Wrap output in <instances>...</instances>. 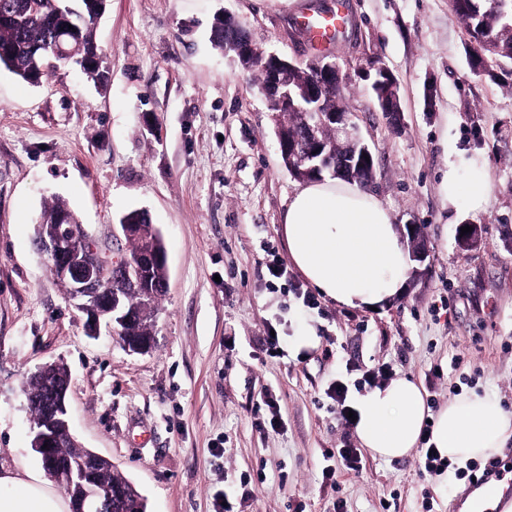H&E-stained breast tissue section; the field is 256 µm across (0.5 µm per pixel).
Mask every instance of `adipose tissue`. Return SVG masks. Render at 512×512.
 Segmentation results:
<instances>
[{"instance_id":"adipose-tissue-1","label":"adipose tissue","mask_w":512,"mask_h":512,"mask_svg":"<svg viewBox=\"0 0 512 512\" xmlns=\"http://www.w3.org/2000/svg\"><path fill=\"white\" fill-rule=\"evenodd\" d=\"M450 219L485 211L492 185L476 158L449 162L439 181ZM283 233L293 264L313 288L337 304L383 308L402 294L410 257L390 207L357 183L311 180L291 197ZM455 462L497 455L512 440V411L475 393L455 397L430 415L423 390L399 377L374 387L358 404L357 435L377 457L395 460L415 448L423 431ZM42 474L0 468V512H69Z\"/></svg>"}]
</instances>
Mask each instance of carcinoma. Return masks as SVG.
I'll return each instance as SVG.
<instances>
[{
	"instance_id": "1",
	"label": "carcinoma",
	"mask_w": 512,
	"mask_h": 512,
	"mask_svg": "<svg viewBox=\"0 0 512 512\" xmlns=\"http://www.w3.org/2000/svg\"><path fill=\"white\" fill-rule=\"evenodd\" d=\"M81 17L67 11L62 0H0V16H8L6 23H0V69L13 74L16 78L31 84L42 83L47 76L45 67L57 45L58 27L69 21L76 23L75 39L72 41L74 53L57 59L58 64L79 69L93 81L105 79L101 70V53L94 37V25L97 17L106 7V0H79ZM466 12L455 10L460 19L474 20L485 16L487 31H475L473 39L476 44L484 42L489 34L500 31V24L495 17L486 13L485 0H463ZM69 210L67 202L55 199L41 214L40 223L56 224L61 213ZM122 224H136V233L128 238L131 244L129 257L138 258L146 241L156 238L148 214L143 210H131L120 220ZM152 279L158 284L156 288H128L126 293L142 309V318L123 327L124 341L132 343L154 335V311L164 296L159 284L166 278V266L159 262L152 263ZM44 387L40 378H35L29 387L30 411L32 422L39 424L43 418L41 400ZM59 441L53 454L62 468L56 483L64 490L71 501L75 502L87 491L103 488L114 497L128 496L133 492V484L106 460L101 465H91L79 472H70V465L76 463V449L64 429L58 431Z\"/></svg>"
}]
</instances>
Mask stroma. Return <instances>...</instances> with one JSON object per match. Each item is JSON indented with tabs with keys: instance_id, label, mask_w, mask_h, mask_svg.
Masks as SVG:
<instances>
[{
	"instance_id": "stroma-1",
	"label": "stroma",
	"mask_w": 512,
	"mask_h": 512,
	"mask_svg": "<svg viewBox=\"0 0 512 512\" xmlns=\"http://www.w3.org/2000/svg\"><path fill=\"white\" fill-rule=\"evenodd\" d=\"M346 3L329 52L373 154L367 188L428 245L402 295L375 312L324 298L292 263L282 218L299 181L280 156V115L257 70L212 43L223 13L263 54L307 62L317 51L296 20L336 0H107L95 26L102 82L60 68L32 86L0 70L1 467L41 468L28 381L58 362L73 434L137 486L148 512H333L339 500L345 512H423L426 499L459 512L468 479L420 473L417 449L387 461L361 448L332 389L343 383L351 406L369 378L408 377L434 413L471 392L512 409V63L496 80L471 69L450 0ZM373 63L398 84L399 125L362 76ZM447 141L481 155L493 186L470 248L439 192ZM58 197L113 257L129 252L121 216L149 212L168 288L148 352L90 336L38 253L37 224ZM272 263L285 276L270 277ZM356 447V474L327 456Z\"/></svg>"
}]
</instances>
